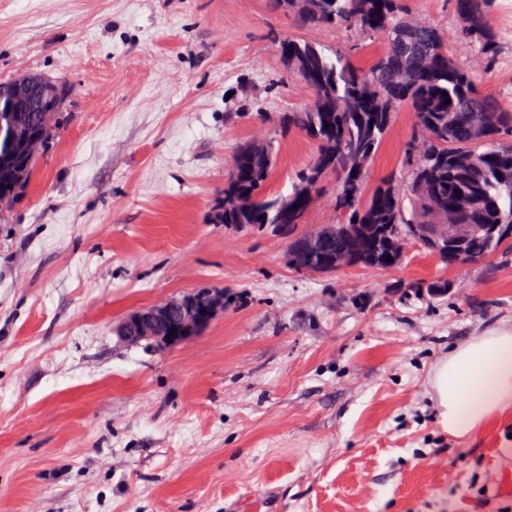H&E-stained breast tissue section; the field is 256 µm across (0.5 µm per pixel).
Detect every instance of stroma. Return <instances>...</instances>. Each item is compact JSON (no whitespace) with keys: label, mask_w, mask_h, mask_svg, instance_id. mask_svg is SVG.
I'll use <instances>...</instances> for the list:
<instances>
[{"label":"stroma","mask_w":512,"mask_h":512,"mask_svg":"<svg viewBox=\"0 0 512 512\" xmlns=\"http://www.w3.org/2000/svg\"><path fill=\"white\" fill-rule=\"evenodd\" d=\"M461 52L453 0H408ZM485 91L512 108V0ZM270 0H0V81L64 79L56 127L0 205V512H512V410L449 436L435 367L512 329V248L446 265L416 242L391 270L298 272L287 242L216 219L237 147L310 90ZM400 109L365 188L407 182ZM318 145L280 140L285 193ZM449 282V290L427 291ZM226 301L170 349L118 343L130 313Z\"/></svg>","instance_id":"stroma-1"}]
</instances>
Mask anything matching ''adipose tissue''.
Wrapping results in <instances>:
<instances>
[{"label": "adipose tissue", "instance_id": "adipose-tissue-1", "mask_svg": "<svg viewBox=\"0 0 512 512\" xmlns=\"http://www.w3.org/2000/svg\"><path fill=\"white\" fill-rule=\"evenodd\" d=\"M434 388L444 426L463 439L512 408V332L479 336L440 363Z\"/></svg>", "mask_w": 512, "mask_h": 512}]
</instances>
